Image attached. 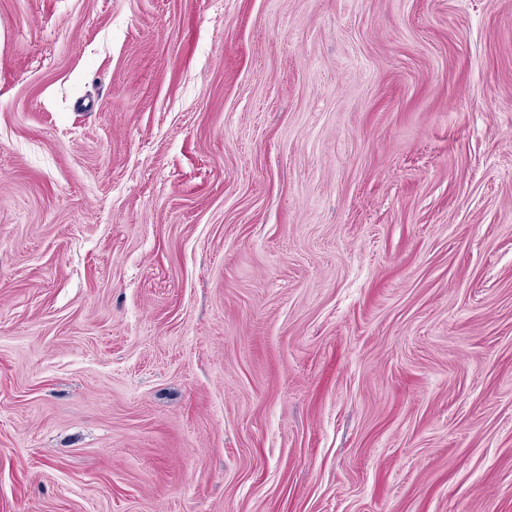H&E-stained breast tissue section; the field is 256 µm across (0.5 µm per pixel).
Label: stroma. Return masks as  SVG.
<instances>
[{
  "label": "stroma",
  "mask_w": 512,
  "mask_h": 512,
  "mask_svg": "<svg viewBox=\"0 0 512 512\" xmlns=\"http://www.w3.org/2000/svg\"><path fill=\"white\" fill-rule=\"evenodd\" d=\"M0 512H512V0H0Z\"/></svg>",
  "instance_id": "1"
}]
</instances>
